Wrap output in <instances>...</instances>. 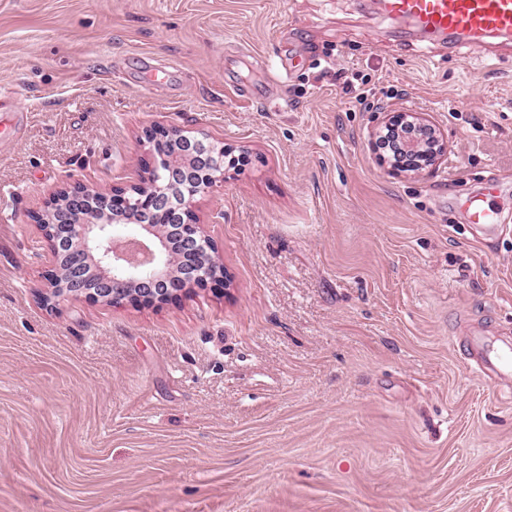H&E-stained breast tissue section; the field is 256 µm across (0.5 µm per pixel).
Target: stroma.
<instances>
[{
    "instance_id": "stroma-1",
    "label": "stroma",
    "mask_w": 512,
    "mask_h": 512,
    "mask_svg": "<svg viewBox=\"0 0 512 512\" xmlns=\"http://www.w3.org/2000/svg\"><path fill=\"white\" fill-rule=\"evenodd\" d=\"M397 110L432 171L375 151ZM0 115V512H512V393L460 343L512 330V47L369 0H0ZM152 125L247 156L197 209L232 287L43 307L29 213L136 181ZM386 117L385 126L389 128L383 129L381 135L377 137L375 150L385 157H393L396 161L406 164L405 158L398 159L397 157V134L390 128L413 127L415 134L403 139L401 149L405 154L412 153L422 158L418 168L413 172L420 173L431 170L447 149L435 126L412 112L394 111L387 113ZM493 192H479L458 202L466 224L486 235H496L503 230L501 213L491 202Z\"/></svg>"
}]
</instances>
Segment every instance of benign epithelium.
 I'll return each instance as SVG.
<instances>
[{"label": "benign epithelium", "instance_id": "7a95c632", "mask_svg": "<svg viewBox=\"0 0 512 512\" xmlns=\"http://www.w3.org/2000/svg\"><path fill=\"white\" fill-rule=\"evenodd\" d=\"M385 126L412 127L402 151L421 158L416 172L431 170L446 151L435 126L412 113H387ZM140 143L145 150L136 182L98 188L81 182L66 184L45 198L29 215L54 257L39 293L41 304L57 308L66 300L89 304L162 307L177 302L194 288H228L219 248L206 234L196 213L198 198L213 186L184 176L224 180V159L235 169L243 157L224 146L206 143L194 131L149 126ZM136 206L154 215L140 225V237L126 243L112 235L109 217Z\"/></svg>", "mask_w": 512, "mask_h": 512}]
</instances>
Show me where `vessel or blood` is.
<instances>
[{
	"label": "vessel or blood",
	"mask_w": 512,
	"mask_h": 512,
	"mask_svg": "<svg viewBox=\"0 0 512 512\" xmlns=\"http://www.w3.org/2000/svg\"><path fill=\"white\" fill-rule=\"evenodd\" d=\"M383 18L405 26L422 40H443L474 51L488 39H512V0H372ZM491 192H479L458 203L466 223L486 235L499 234L502 219ZM468 358L484 378L512 382V334L491 336L478 329L466 333Z\"/></svg>",
	"instance_id": "1"
}]
</instances>
